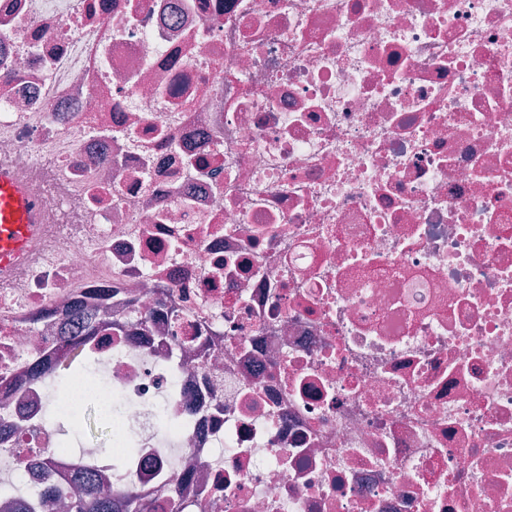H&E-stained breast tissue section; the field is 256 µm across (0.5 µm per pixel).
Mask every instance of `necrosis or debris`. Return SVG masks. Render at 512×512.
<instances>
[{"label":"necrosis or debris","instance_id":"1","mask_svg":"<svg viewBox=\"0 0 512 512\" xmlns=\"http://www.w3.org/2000/svg\"><path fill=\"white\" fill-rule=\"evenodd\" d=\"M0 164V512H512V0H0ZM40 208L32 190L0 165V269L14 264L38 232ZM92 328H89L87 329L86 331L84 332H78L76 331L74 334L72 335H67V336H76L72 339H69V340H65V344L62 346L61 348V353H60V356H59V361L61 364H63V367L65 368V370L70 373V374H79L80 372L78 371L81 363L78 361V360H75L73 358V356L71 355V349L73 347H78L80 345H83L85 340H82V338H80L79 336H93V331L91 330ZM75 476L65 493H54L53 502L66 500L68 512H151L152 492L133 483L125 484L115 496L103 494L100 484L89 476Z\"/></svg>","mask_w":512,"mask_h":512}]
</instances>
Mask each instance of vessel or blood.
<instances>
[{"label": "vessel or blood", "mask_w": 512, "mask_h": 512, "mask_svg": "<svg viewBox=\"0 0 512 512\" xmlns=\"http://www.w3.org/2000/svg\"><path fill=\"white\" fill-rule=\"evenodd\" d=\"M40 208L32 190L0 165V269L14 264L38 232Z\"/></svg>", "instance_id": "obj_1"}]
</instances>
